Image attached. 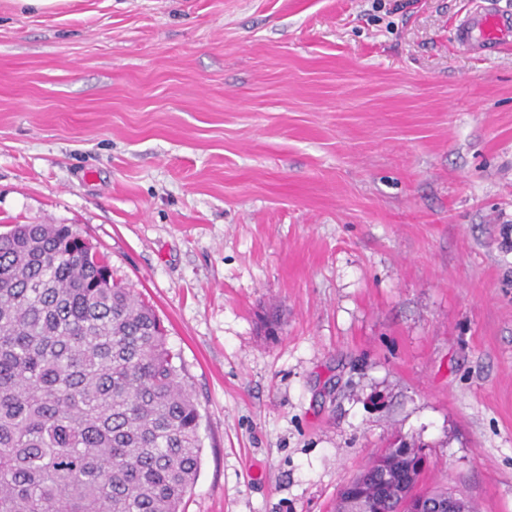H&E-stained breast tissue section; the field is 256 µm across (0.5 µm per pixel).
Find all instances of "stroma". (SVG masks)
<instances>
[{
    "instance_id": "stroma-1",
    "label": "stroma",
    "mask_w": 512,
    "mask_h": 512,
    "mask_svg": "<svg viewBox=\"0 0 512 512\" xmlns=\"http://www.w3.org/2000/svg\"><path fill=\"white\" fill-rule=\"evenodd\" d=\"M512 0H0V232L66 224L202 416L185 512H333L399 436L512 512ZM505 23L494 12L467 19L456 30V41L464 50L478 46L483 52L496 49L503 40Z\"/></svg>"
}]
</instances>
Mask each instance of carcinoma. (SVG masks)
Listing matches in <instances>:
<instances>
[{"instance_id": "carcinoma-1", "label": "carcinoma", "mask_w": 512, "mask_h": 512, "mask_svg": "<svg viewBox=\"0 0 512 512\" xmlns=\"http://www.w3.org/2000/svg\"><path fill=\"white\" fill-rule=\"evenodd\" d=\"M154 309L66 224L0 233V512H181L200 413ZM405 461L372 512H396Z\"/></svg>"}]
</instances>
